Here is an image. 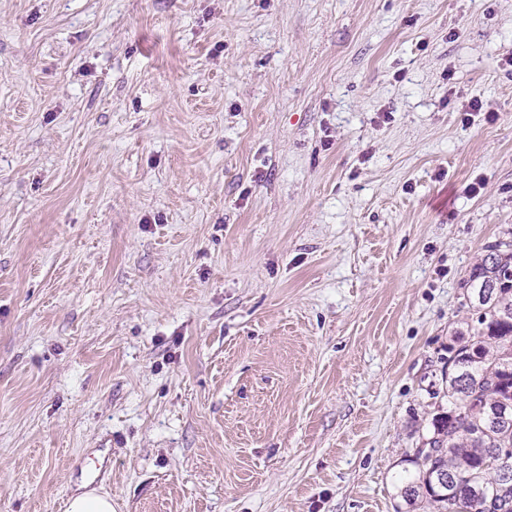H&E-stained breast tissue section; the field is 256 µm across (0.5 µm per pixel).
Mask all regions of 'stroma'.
I'll use <instances>...</instances> for the list:
<instances>
[{"instance_id":"35a3bbf8","label":"stroma","mask_w":512,"mask_h":512,"mask_svg":"<svg viewBox=\"0 0 512 512\" xmlns=\"http://www.w3.org/2000/svg\"><path fill=\"white\" fill-rule=\"evenodd\" d=\"M511 55L512 0H0V512H407ZM69 512H112V499L105 495L84 492L72 497Z\"/></svg>"}]
</instances>
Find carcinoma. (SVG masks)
I'll return each mask as SVG.
<instances>
[{"label":"carcinoma","mask_w":512,"mask_h":512,"mask_svg":"<svg viewBox=\"0 0 512 512\" xmlns=\"http://www.w3.org/2000/svg\"><path fill=\"white\" fill-rule=\"evenodd\" d=\"M472 316L448 342V410L415 451L418 482L402 489L435 512H512V240L497 239L471 269Z\"/></svg>","instance_id":"cac0c4a2"}]
</instances>
